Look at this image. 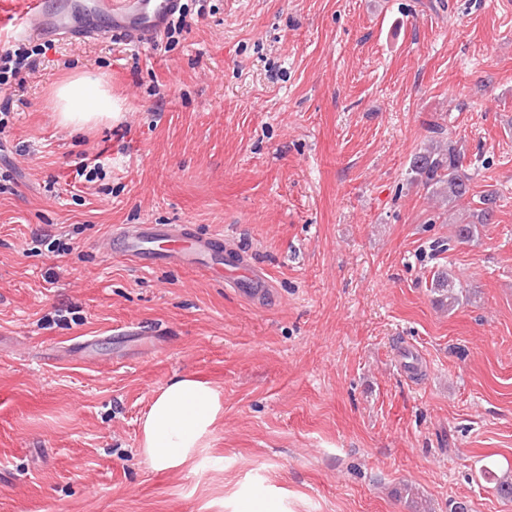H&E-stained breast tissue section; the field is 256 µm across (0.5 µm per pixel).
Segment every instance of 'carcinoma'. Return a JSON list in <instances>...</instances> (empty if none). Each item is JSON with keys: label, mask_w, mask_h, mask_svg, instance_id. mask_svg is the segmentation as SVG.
I'll return each instance as SVG.
<instances>
[{"label": "carcinoma", "mask_w": 512, "mask_h": 512, "mask_svg": "<svg viewBox=\"0 0 512 512\" xmlns=\"http://www.w3.org/2000/svg\"><path fill=\"white\" fill-rule=\"evenodd\" d=\"M461 155L452 145L444 148L430 145L416 152L410 159L409 170L415 182L433 194L440 195L450 202L459 201L470 195L469 178L461 173ZM481 208L473 214L476 222L458 224L455 237L460 241H469L475 237L477 225L490 223L496 196L487 193L479 198ZM432 288L439 293L441 303L453 309L464 300L465 289L446 269L434 274Z\"/></svg>", "instance_id": "1"}]
</instances>
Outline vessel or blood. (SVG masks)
I'll return each mask as SVG.
<instances>
[{"mask_svg":"<svg viewBox=\"0 0 512 512\" xmlns=\"http://www.w3.org/2000/svg\"><path fill=\"white\" fill-rule=\"evenodd\" d=\"M181 0H63L53 11L43 0H28L27 10L17 24L18 36L78 35L94 41L103 30L96 19L112 21L113 34L127 43L158 40L180 11ZM113 252L132 262L153 267L175 264L211 277L234 276L246 297L265 300L270 288L267 274L250 262L224 253V237L202 235L176 224H127L114 228L110 240Z\"/></svg>","mask_w":512,"mask_h":512,"instance_id":"vessel-or-blood-1","label":"vessel or blood"}]
</instances>
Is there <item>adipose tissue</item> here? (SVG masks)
I'll return each mask as SVG.
<instances>
[{
  "instance_id": "adipose-tissue-1",
  "label": "adipose tissue",
  "mask_w": 512,
  "mask_h": 512,
  "mask_svg": "<svg viewBox=\"0 0 512 512\" xmlns=\"http://www.w3.org/2000/svg\"><path fill=\"white\" fill-rule=\"evenodd\" d=\"M55 106L61 124L81 128L112 117V94L103 78L77 75L59 83ZM224 418L219 388L196 375L173 378L140 420V454L157 471L195 467Z\"/></svg>"
}]
</instances>
